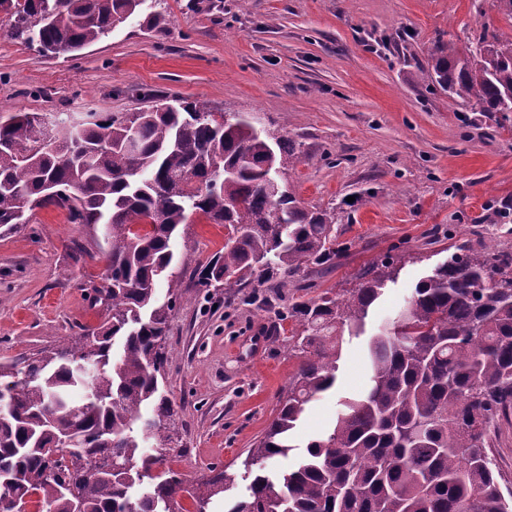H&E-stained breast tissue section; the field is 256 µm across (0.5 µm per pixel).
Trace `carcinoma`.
I'll list each match as a JSON object with an SVG mask.
<instances>
[{
    "mask_svg": "<svg viewBox=\"0 0 512 512\" xmlns=\"http://www.w3.org/2000/svg\"><path fill=\"white\" fill-rule=\"evenodd\" d=\"M147 0H0L10 38L41 57L80 55L141 14ZM424 75L473 112H512V32L427 53ZM301 143L238 112L219 126L203 103L175 98L95 122L25 112L0 116V230L55 206L74 224H102L107 286L91 304L110 309L79 345L23 366L0 364V495L53 512H182L187 493L206 512L230 491L221 469L206 493L162 468L175 408L165 391L163 347L181 273L173 240L191 219L222 224L224 250L198 283L231 299L249 283L284 288L301 268L331 266L345 250L336 213L307 207L287 172ZM486 224H511L512 201ZM416 286L393 326L369 344L366 390L344 403L334 427L279 475L264 462L286 457L308 405L336 380L342 333H358L395 279L404 255L357 273L342 296L296 300L288 352L303 358L276 416L242 461L252 476L228 512H512V488L493 467L491 427L512 415V248L463 242ZM168 299L158 297L161 279ZM62 445L72 465L49 473L45 449ZM112 458V470L99 462Z\"/></svg>",
    "mask_w": 512,
    "mask_h": 512,
    "instance_id": "obj_1",
    "label": "carcinoma"
}]
</instances>
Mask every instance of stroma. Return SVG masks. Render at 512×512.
Here are the masks:
<instances>
[{"label":"stroma","mask_w":512,"mask_h":512,"mask_svg":"<svg viewBox=\"0 0 512 512\" xmlns=\"http://www.w3.org/2000/svg\"><path fill=\"white\" fill-rule=\"evenodd\" d=\"M162 28L136 17L78 56L38 54L9 35L0 13V111L135 112L148 94L240 112L300 142L288 175L305 205L335 209L348 249L335 267L302 268L294 284L274 282L225 299L198 286L195 271L224 248V227L196 222L174 243L181 282L166 347L167 390L178 406L166 465L201 487L211 467L230 468L234 492L248 485L241 456L275 415L299 361L284 337L293 321L276 311L297 295L315 298L354 285L355 275L404 253L394 282L371 306L363 333L345 337L335 385L308 406L288 456L334 424L342 402L363 391L368 344L395 320L417 282L448 257L450 243L512 247L511 224H485L489 204L512 197V118L498 123L462 109L422 74L434 43L462 45L482 29L512 30L496 0H154ZM98 225L73 224L65 210H34L0 234V363L50 351L98 326L91 306L102 285ZM264 336L259 355L231 345Z\"/></svg>","instance_id":"35a3bbf8"}]
</instances>
